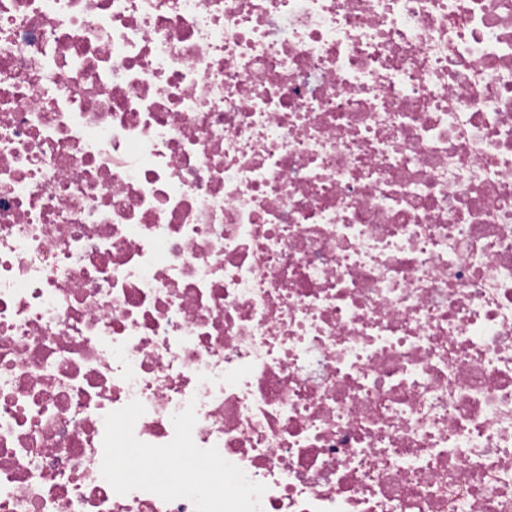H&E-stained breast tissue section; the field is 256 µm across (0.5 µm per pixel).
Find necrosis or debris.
Returning <instances> with one entry per match:
<instances>
[{"label": "necrosis or debris", "mask_w": 512, "mask_h": 512, "mask_svg": "<svg viewBox=\"0 0 512 512\" xmlns=\"http://www.w3.org/2000/svg\"><path fill=\"white\" fill-rule=\"evenodd\" d=\"M512 512V0H0V512Z\"/></svg>", "instance_id": "obj_1"}]
</instances>
